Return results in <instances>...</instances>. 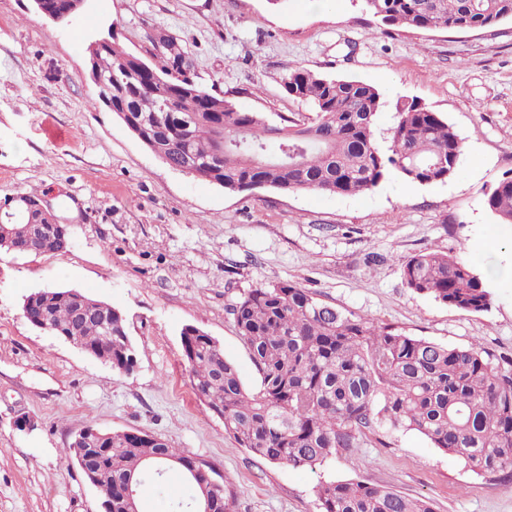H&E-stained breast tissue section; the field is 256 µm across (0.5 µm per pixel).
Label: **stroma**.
I'll list each match as a JSON object with an SVG mask.
<instances>
[{
  "instance_id": "obj_1",
  "label": "stroma",
  "mask_w": 512,
  "mask_h": 512,
  "mask_svg": "<svg viewBox=\"0 0 512 512\" xmlns=\"http://www.w3.org/2000/svg\"><path fill=\"white\" fill-rule=\"evenodd\" d=\"M187 47L193 80L244 112L307 122L284 89L301 67L374 86L440 113L462 162L442 183L397 176L358 196L273 189L229 194L173 170L98 100L88 45L120 44L154 68V36ZM512 172V21L469 32L384 25L363 0H85L70 24L33 0H0V220L34 196L65 224L54 254L0 250V512H100L95 488L63 450L84 428L137 429L210 462L236 512H319L322 481L369 482L435 512H512V486L474 474L411 430L380 431L316 470L273 464L239 446L193 392L181 330L221 344L245 387L261 377L229 307L251 288L291 281L355 316L448 346L480 344L512 360V277L488 275L481 253L512 268V226L485 210L484 191ZM422 251L464 254L492 293L469 313L414 293L402 266ZM77 289L119 309L132 371L34 328L30 292ZM31 426L18 430L19 419Z\"/></svg>"
}]
</instances>
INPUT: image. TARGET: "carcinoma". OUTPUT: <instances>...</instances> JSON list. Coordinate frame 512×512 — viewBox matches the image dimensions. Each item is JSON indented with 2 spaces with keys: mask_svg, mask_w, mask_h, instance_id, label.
<instances>
[{
  "mask_svg": "<svg viewBox=\"0 0 512 512\" xmlns=\"http://www.w3.org/2000/svg\"><path fill=\"white\" fill-rule=\"evenodd\" d=\"M388 26L479 30L512 20V0H365ZM165 64L146 74L143 61L117 43L93 58L102 78L99 97L110 100L125 126L168 166L237 194L258 185L282 193L361 195L388 176L419 185L443 182L458 168L463 146L454 128L422 104L400 101L396 121L377 136L378 90L300 67L284 79L289 95L311 104L306 124H274L243 112L170 65L187 48L162 37ZM228 139L221 155L216 151ZM499 224H512V176L484 193ZM12 251L56 253L68 235L34 210L13 225ZM413 292L465 312H484L491 292L467 259L424 251L403 265ZM109 304L86 294L30 298V314L47 318L59 336L76 335L115 369L125 363L126 321L112 314V344L103 340ZM262 387L248 391L236 366L207 335L189 339L190 382L224 429L263 459L314 469L339 450L357 448L382 427L414 430L431 445L490 481L512 479V367L478 344L446 346L322 303L290 282L261 285L230 307ZM112 503L121 508L128 481L168 496L173 512H190L212 494L209 482L189 476L194 463L178 448L128 447L112 438ZM320 512H434L373 483L329 481L316 487Z\"/></svg>",
  "mask_w": 512,
  "mask_h": 512,
  "instance_id": "1",
  "label": "carcinoma"
}]
</instances>
